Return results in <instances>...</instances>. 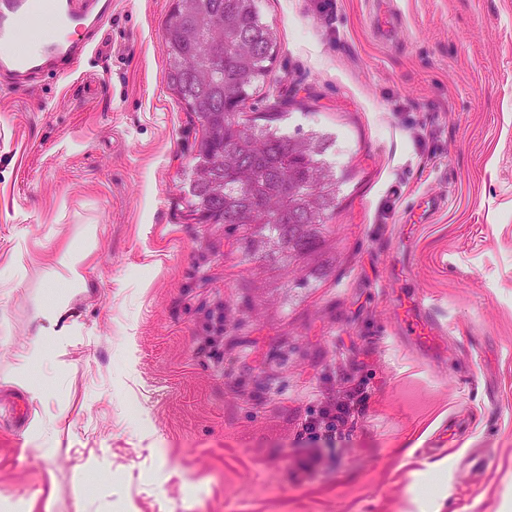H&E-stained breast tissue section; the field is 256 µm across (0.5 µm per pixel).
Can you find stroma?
Instances as JSON below:
<instances>
[{
  "label": "stroma",
  "mask_w": 512,
  "mask_h": 512,
  "mask_svg": "<svg viewBox=\"0 0 512 512\" xmlns=\"http://www.w3.org/2000/svg\"><path fill=\"white\" fill-rule=\"evenodd\" d=\"M171 6L114 0L72 76L0 77V512H512V0H258L246 109L325 134L339 181L317 279L188 217Z\"/></svg>",
  "instance_id": "1"
}]
</instances>
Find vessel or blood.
<instances>
[{
    "mask_svg": "<svg viewBox=\"0 0 512 512\" xmlns=\"http://www.w3.org/2000/svg\"><path fill=\"white\" fill-rule=\"evenodd\" d=\"M111 18L112 0H0V74L18 85L47 68L74 74Z\"/></svg>",
    "mask_w": 512,
    "mask_h": 512,
    "instance_id": "b4317fda",
    "label": "vessel or blood"
}]
</instances>
